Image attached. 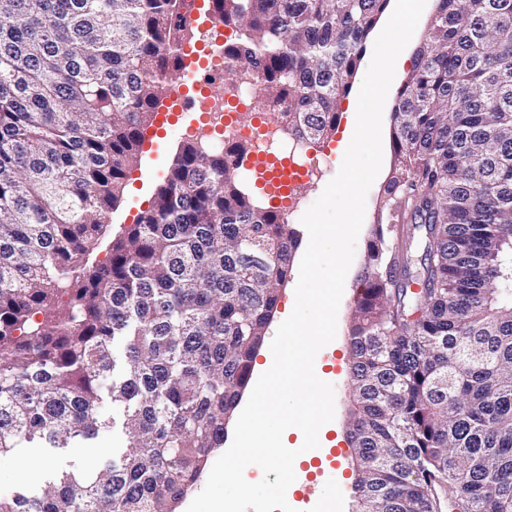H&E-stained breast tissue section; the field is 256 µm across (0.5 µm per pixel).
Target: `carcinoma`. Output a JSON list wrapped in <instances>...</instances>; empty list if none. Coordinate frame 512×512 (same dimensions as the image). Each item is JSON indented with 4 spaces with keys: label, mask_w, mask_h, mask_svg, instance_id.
<instances>
[{
    "label": "carcinoma",
    "mask_w": 512,
    "mask_h": 512,
    "mask_svg": "<svg viewBox=\"0 0 512 512\" xmlns=\"http://www.w3.org/2000/svg\"><path fill=\"white\" fill-rule=\"evenodd\" d=\"M390 0H212L311 144ZM184 0H0V456L121 434L0 512H174L224 446L299 237L231 158L184 144L99 249L181 69ZM348 327L356 512H512V0H437L394 111ZM423 257L408 268L411 249Z\"/></svg>",
    "instance_id": "cac0c4a2"
}]
</instances>
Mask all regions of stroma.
Returning a JSON list of instances; mask_svg holds the SVG:
<instances>
[{
  "label": "stroma",
  "mask_w": 512,
  "mask_h": 512,
  "mask_svg": "<svg viewBox=\"0 0 512 512\" xmlns=\"http://www.w3.org/2000/svg\"><path fill=\"white\" fill-rule=\"evenodd\" d=\"M349 104V98H342L339 104L341 113L335 132L328 139L318 142V150L328 152L331 162L324 165L319 177L309 182L303 190L299 211L289 215V223L300 224L301 211L307 210L318 199L327 183L337 174L343 161L340 146L347 128L345 111ZM213 132L214 128L209 120L203 118L198 112H178L172 120L167 122L159 118L155 119L153 125L145 131V142L139 163L127 173L126 187L119 207L112 214L113 229L135 224L138 216L151 208L156 190L163 183L178 149L189 140L190 136L207 137ZM393 165L392 150L387 146L383 150L380 173L366 197L364 222L357 238L355 257L345 281L338 311L336 338L323 347L315 359L325 375L326 382L333 384L335 388V418L330 424L326 437L335 441L337 447L343 448L344 453L335 466L321 470L317 476L316 482L320 494L314 502H305L297 491L288 496V503L296 508L297 512H353L354 510L352 456L345 451L349 412L347 398L350 383L347 328L352 317L353 295L358 287V277L362 271L366 248L377 222L380 197Z\"/></svg>",
  "instance_id": "1"
}]
</instances>
